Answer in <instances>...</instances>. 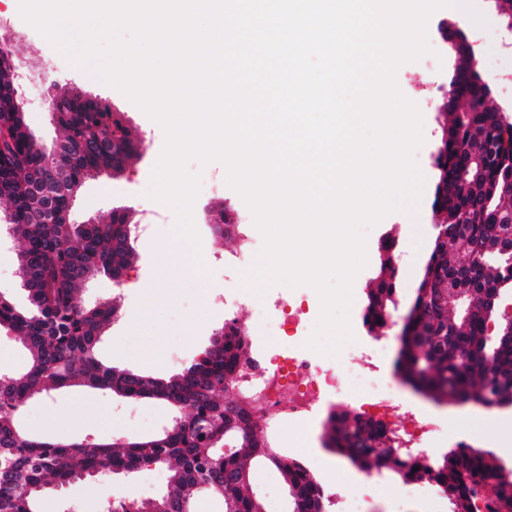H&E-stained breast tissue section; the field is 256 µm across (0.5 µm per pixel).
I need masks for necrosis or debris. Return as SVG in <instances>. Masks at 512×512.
<instances>
[{"label": "necrosis or debris", "mask_w": 512, "mask_h": 512, "mask_svg": "<svg viewBox=\"0 0 512 512\" xmlns=\"http://www.w3.org/2000/svg\"><path fill=\"white\" fill-rule=\"evenodd\" d=\"M309 318L303 303L281 297L263 301L258 355L236 383L252 403L255 423L274 435L292 423H311L324 411H357L382 420L404 447L425 455L437 424L403 411L394 392L381 385L380 348L359 338L340 356L318 354L305 346Z\"/></svg>", "instance_id": "1"}]
</instances>
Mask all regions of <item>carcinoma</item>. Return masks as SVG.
<instances>
[{
	"label": "carcinoma",
	"instance_id": "carcinoma-1",
	"mask_svg": "<svg viewBox=\"0 0 512 512\" xmlns=\"http://www.w3.org/2000/svg\"><path fill=\"white\" fill-rule=\"evenodd\" d=\"M454 108L445 112L441 143L447 151L432 189L431 209L438 223L454 225L457 234L435 237L416 289L417 318L404 332L397 366L415 371L412 384L432 398L445 394L476 402L512 403V348L500 347L507 325L501 306L486 311L485 296L504 299L512 279L502 269L512 252L500 247L495 216L512 215V198L501 185L512 179V124L486 101L478 77L468 74L467 60L455 64L450 84ZM58 122L71 144L66 162L69 183L112 170V141L133 139L122 116L97 99L79 93L63 104ZM54 177L49 153L27 129L24 117L4 102L0 108V197L12 204L10 231L21 242L18 264L29 306L16 308L0 292V329L11 333L30 353L26 371L0 374V512H37L38 499L55 484L81 477L129 474L143 468L168 471L166 497L144 499L128 508L115 498L112 512H184L203 494L224 500V512H260L263 500L252 488L253 463L266 460L288 488L289 512H327L319 481L297 460L268 449L256 431L248 406L226 396L246 360L248 339L240 328L216 330L210 348L189 367L167 378L122 370L97 354L102 329L119 312L112 301L86 307L80 285L99 276L121 277L133 258L132 225L116 219L73 224L69 200L38 195ZM54 220H44L46 210ZM395 242L380 248V275L369 289L363 316L374 330L387 322L395 305L397 282L388 273ZM464 278L474 292L477 313L461 320L438 286L450 277ZM73 385L108 391L124 398H153L175 410L172 423L149 438L111 442L64 443L34 438L20 425L22 408L33 396ZM328 447L361 469L388 471L404 481L427 479L447 496L450 512H475L476 494L484 489L492 512H512V493L504 490L499 467L485 453L453 449L434 464L392 445L383 423L358 413L328 418ZM234 448L224 453V440ZM419 470H414V467Z\"/></svg>",
	"mask_w": 512,
	"mask_h": 512
}]
</instances>
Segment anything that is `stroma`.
<instances>
[{
  "instance_id": "obj_1",
  "label": "stroma",
  "mask_w": 512,
  "mask_h": 512,
  "mask_svg": "<svg viewBox=\"0 0 512 512\" xmlns=\"http://www.w3.org/2000/svg\"><path fill=\"white\" fill-rule=\"evenodd\" d=\"M470 20L466 32L473 44L482 48L478 56L480 71L492 88L490 106L512 122V32L500 16L497 0H456L454 6L435 12L429 20L430 55L399 67L396 80L401 92L416 102L422 112L424 145L415 160L425 176L422 198L417 208L389 214L367 231L368 264L353 284L350 319L353 332L368 336L363 323L366 293L379 270L378 244L395 239L394 251L397 294L396 306L378 338L385 350L382 375L392 382L403 406L419 416L433 417L439 425L428 442L429 458L436 461L467 442L485 452L503 471L512 473V407L486 409L472 403L439 405L417 393L407 384L397 367L399 333L415 295L423 266L435 235L431 210L432 185L436 177L434 155L440 145L436 117L443 105L442 89L448 84L455 57L439 32L442 21ZM10 39L22 78L19 93L24 101V117L38 141L45 147L63 135L54 123L44 100L53 88H74L90 97L108 102L122 112L137 136L140 148L126 171L117 177L99 175L85 180L72 209L75 223L92 217H108L113 207L131 211V221L140 230L134 243L135 256L123 278L115 283L108 277L91 282L81 292L85 305L117 300L120 311L104 330L99 344L100 359L120 369L166 378L177 367L168 361L170 351L182 354V364L191 362L207 349L215 331L224 324L223 306L211 303L224 273L215 260L234 250L235 240H218L206 218L220 210L238 214L240 223L249 224L253 216L237 192L225 182L221 163L208 164L202 171L200 192L193 206V221L199 233L206 271H199L191 249L173 255L170 241L175 235L173 212L149 197L152 170L164 145L161 127L149 119L123 94L92 77L89 68L73 65L20 16L7 0H0V38ZM169 268V285L158 288L162 268ZM157 288L151 309H144L145 292ZM146 312L135 322L137 312ZM173 412L154 399L128 400L76 386L29 400L22 409L21 424L27 434L61 442L87 437L112 440L147 437L168 425ZM268 445L303 463L322 483L329 499V512H339L338 502L357 488L362 471L325 446L324 425L289 426ZM168 473L148 467L131 474L110 478H87L59 491L46 492L39 512H102L105 500L122 497L134 502L161 495ZM254 485L261 494L265 512H287L288 490L281 474L272 467L254 469ZM363 512H450L448 500L435 485L422 481L407 483L393 474H377L367 491Z\"/></svg>"
}]
</instances>
